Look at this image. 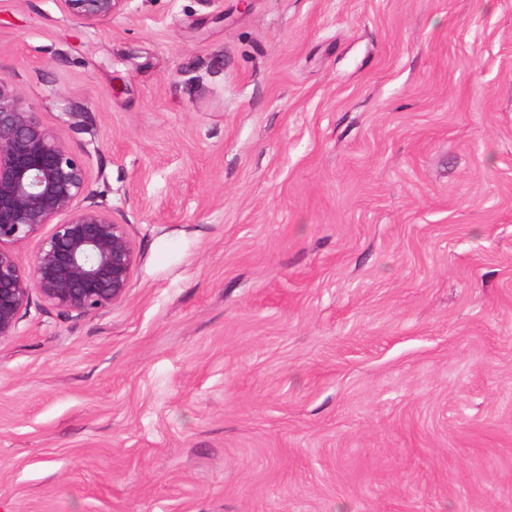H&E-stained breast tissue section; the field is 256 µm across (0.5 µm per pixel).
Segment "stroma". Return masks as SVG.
<instances>
[{"label": "stroma", "instance_id": "obj_1", "mask_svg": "<svg viewBox=\"0 0 512 512\" xmlns=\"http://www.w3.org/2000/svg\"><path fill=\"white\" fill-rule=\"evenodd\" d=\"M126 224L0 341V512H512V0H0ZM67 11L89 26L111 24L128 6L130 0H62Z\"/></svg>", "mask_w": 512, "mask_h": 512}]
</instances>
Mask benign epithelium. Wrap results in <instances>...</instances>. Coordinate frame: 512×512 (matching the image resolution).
Wrapping results in <instances>:
<instances>
[{"label": "benign epithelium", "instance_id": "benign-epithelium-1", "mask_svg": "<svg viewBox=\"0 0 512 512\" xmlns=\"http://www.w3.org/2000/svg\"><path fill=\"white\" fill-rule=\"evenodd\" d=\"M89 26L130 0H62ZM86 157L68 150L21 91L0 78V341L34 299L64 316L104 312L128 293L137 254L126 224L96 201ZM36 243L30 268L20 249Z\"/></svg>", "mask_w": 512, "mask_h": 512}]
</instances>
